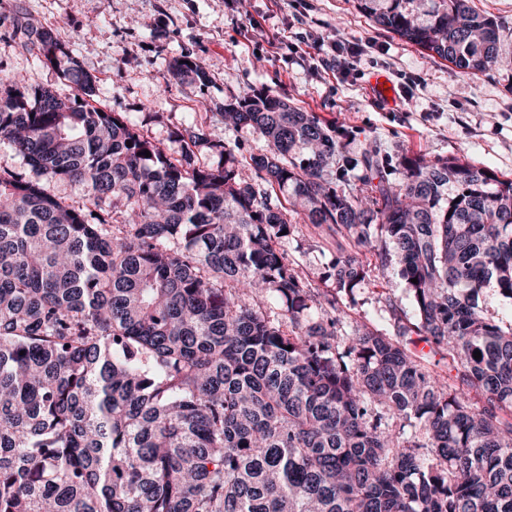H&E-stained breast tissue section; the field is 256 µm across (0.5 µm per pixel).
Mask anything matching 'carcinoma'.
Returning <instances> with one entry per match:
<instances>
[{
    "mask_svg": "<svg viewBox=\"0 0 512 512\" xmlns=\"http://www.w3.org/2000/svg\"><path fill=\"white\" fill-rule=\"evenodd\" d=\"M469 2L355 0L474 76L501 33ZM13 35L75 93L0 75V140L33 172L0 174V512H512V324L478 305L492 282L512 299V179L414 156L392 182L376 147L345 155L268 88L224 102L263 152L200 125L175 155L93 105L53 28ZM167 72L209 81L187 54ZM204 150L217 161L196 164ZM65 181L84 204L47 188ZM300 222L375 265L340 257L322 296L281 248ZM374 269L406 281L411 325L340 338V317L314 319ZM267 294L278 311L249 303ZM419 342L466 388L433 377Z\"/></svg>",
    "mask_w": 512,
    "mask_h": 512,
    "instance_id": "1",
    "label": "carcinoma"
}]
</instances>
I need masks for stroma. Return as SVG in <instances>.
<instances>
[{
	"label": "stroma",
	"instance_id": "stroma-1",
	"mask_svg": "<svg viewBox=\"0 0 512 512\" xmlns=\"http://www.w3.org/2000/svg\"><path fill=\"white\" fill-rule=\"evenodd\" d=\"M55 29L80 67L97 81L98 104L122 113L140 132L178 150L174 131L206 123L244 152L264 143L246 131L224 127L220 105L268 87L304 111L336 126L347 154L377 145L399 180L404 157H461L498 179H512V63L477 76L459 74L448 61L376 27L354 0H0V72L28 73L61 95L71 83L43 65L12 38L16 12ZM324 39L357 47L350 70L317 53ZM277 52H269V42ZM187 53L209 74L206 84L170 82L167 62ZM391 86L390 99L372 86L375 76ZM301 245L287 243L301 273L319 282L348 251L326 228L299 227ZM411 309L399 276L374 277L354 293L355 323H385L383 301Z\"/></svg>",
	"mask_w": 512,
	"mask_h": 512
}]
</instances>
